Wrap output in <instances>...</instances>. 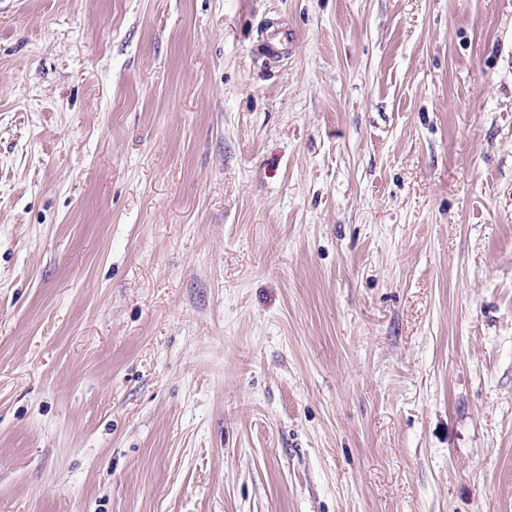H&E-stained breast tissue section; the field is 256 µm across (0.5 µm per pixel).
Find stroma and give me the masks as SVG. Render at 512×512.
<instances>
[{"label": "stroma", "instance_id": "obj_1", "mask_svg": "<svg viewBox=\"0 0 512 512\" xmlns=\"http://www.w3.org/2000/svg\"><path fill=\"white\" fill-rule=\"evenodd\" d=\"M0 512H512V0H0Z\"/></svg>", "mask_w": 512, "mask_h": 512}]
</instances>
